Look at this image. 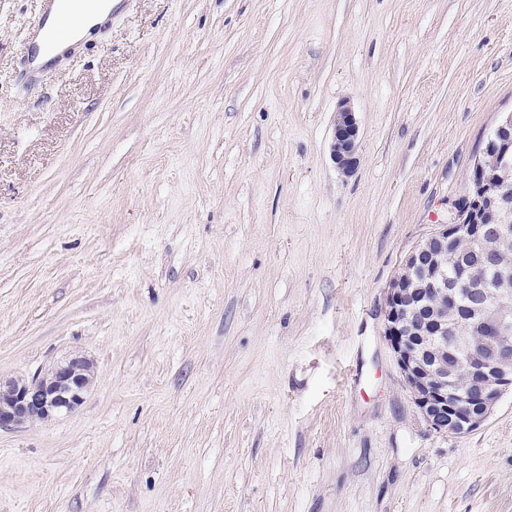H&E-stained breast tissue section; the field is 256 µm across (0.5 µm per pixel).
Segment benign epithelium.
Instances as JSON below:
<instances>
[{
  "label": "benign epithelium",
  "instance_id": "benign-epithelium-1",
  "mask_svg": "<svg viewBox=\"0 0 512 512\" xmlns=\"http://www.w3.org/2000/svg\"><path fill=\"white\" fill-rule=\"evenodd\" d=\"M331 156L336 169L349 176L357 169L359 127L355 112L343 106L336 112ZM489 152L499 161V170H488L481 155ZM512 166V113L494 128L488 143L473 163L467 192L480 198L482 208L498 216L495 224H470L459 229L442 224L407 257L403 271L387 289L384 336L390 344L400 372L410 389L416 407L430 430L439 434L464 436L478 429L490 416L500 398L512 391V298L497 306L490 301L496 289L485 281L486 271L498 267L494 254L483 252L465 282H448L443 267L424 263L431 246L445 247L448 236L465 232L484 245L487 239H500L512 233V187L502 172ZM426 264L425 285L440 299L455 302L465 291L472 300L473 320L466 327L448 325L441 319L432 335L442 343L448 335L462 331L473 340L439 349L426 342L413 344L404 336L408 325L410 293L402 287L405 272ZM90 383L89 359L75 354L30 381L9 380L0 384V430L26 423H48L70 414L84 402Z\"/></svg>",
  "mask_w": 512,
  "mask_h": 512
}]
</instances>
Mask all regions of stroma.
<instances>
[{"label": "stroma", "instance_id": "1", "mask_svg": "<svg viewBox=\"0 0 512 512\" xmlns=\"http://www.w3.org/2000/svg\"><path fill=\"white\" fill-rule=\"evenodd\" d=\"M0 0V512H512V392L429 430L385 294L512 113V0H126L20 77ZM360 163L330 156L336 112ZM331 156L336 169L349 176L357 169L359 157V127L355 113L346 106L336 112ZM90 383L89 359L81 354L30 381L0 384V430L26 423H48L84 402Z\"/></svg>", "mask_w": 512, "mask_h": 512}]
</instances>
